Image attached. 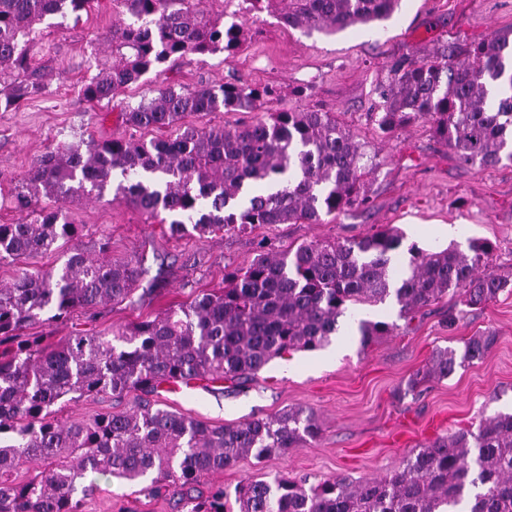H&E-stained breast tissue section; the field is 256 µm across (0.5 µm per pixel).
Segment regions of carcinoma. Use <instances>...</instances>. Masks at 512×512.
<instances>
[{
  "label": "carcinoma",
  "mask_w": 512,
  "mask_h": 512,
  "mask_svg": "<svg viewBox=\"0 0 512 512\" xmlns=\"http://www.w3.org/2000/svg\"><path fill=\"white\" fill-rule=\"evenodd\" d=\"M94 0H0V108L40 94L45 74L31 66L28 42L36 26L88 10ZM212 0H112L131 18L112 25V65L85 82L89 102L110 101L149 72L188 55L235 54L247 33L206 8ZM399 0H240L239 11L265 12L307 31L334 34L389 18ZM379 89L377 122L386 133L418 121L454 157L471 166L512 161V36L499 33L420 60L398 57ZM279 97L272 86L246 82L169 84L149 101L121 110L134 129L166 128L188 114L263 112ZM373 156L331 112L280 109L241 127L188 128L178 137L102 143L79 141L43 154L18 181L15 208L39 194L64 203L80 194L114 199L152 218L165 212L170 229L199 234L245 232L260 224H316L322 215L363 208L364 177ZM56 209L31 220L0 224V262L20 261L80 236ZM384 224L358 239L311 241L295 251L261 242L253 260L224 274V287L201 289L185 304L145 320L88 333L51 346L24 330L108 304H136L147 270L115 262L109 244L95 257L75 248L53 270L23 269L0 284V512H81L98 476L142 484L158 495L184 489L251 455H285L316 439L320 425L301 407L239 423L212 425L148 400L163 383L207 379L237 382L272 359L329 343L351 305L393 298L412 314L448 294L467 306L512 291V274L486 269L488 243L468 251L408 249ZM393 326L358 322L367 346ZM492 331L440 348L424 371L399 385V397L429 378L446 379L484 358ZM145 395L129 412L61 421L54 406L101 394ZM28 464L34 475L13 478ZM238 512H512V413L498 412L476 429L442 436L414 450L391 475L353 481L338 476L316 486L283 476L236 490ZM190 512H227L224 489Z\"/></svg>",
  "instance_id": "cac0c4a2"
}]
</instances>
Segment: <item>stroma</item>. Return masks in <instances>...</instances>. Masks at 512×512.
Instances as JSON below:
<instances>
[{"mask_svg":"<svg viewBox=\"0 0 512 512\" xmlns=\"http://www.w3.org/2000/svg\"><path fill=\"white\" fill-rule=\"evenodd\" d=\"M117 18L111 0H96L66 26L45 20L29 43L33 65L50 76L41 94L19 108L0 109V224L20 217L13 204L17 181L37 158L60 144L81 138H174L188 126L234 127L248 118L244 112L221 111L190 114L161 130L124 124L121 105L150 100L166 79L189 89L237 80L272 85L280 98L269 103V111L285 107L335 113L375 156L377 168L366 179L370 204L323 216L317 224H263L244 233L201 238L171 233L168 224L108 194L99 200L73 199L61 207L69 222L84 227L73 247L93 255L100 241H108L113 260L142 263L155 277L156 289L137 306L123 302L94 314L77 313L27 328V335L57 342L77 330L101 331L155 317L169 306L189 302L194 290L223 287L225 272L249 264L263 239L286 251L315 240L358 237L390 224L403 235L398 253L404 258L410 246L426 248L444 229L449 244L462 250L474 239L490 242V270L512 272V162L463 165L428 125L415 123L386 134L373 114L393 58L420 59L512 30V0H400L386 21L329 35L285 27L265 13L248 14L242 21L249 36L236 54L189 56L166 76L148 74L112 101L87 102L80 87L101 64L111 63L108 37ZM357 312L367 320L394 324L393 335L364 347L353 327L324 348L271 360L243 384L202 380L187 393L156 394L161 407L212 425L271 417L298 406L314 412L321 425L315 441L287 455L260 461L245 457L204 476L190 492L195 501H203L217 485L234 494L249 479L288 475L315 485L339 475L356 481L382 478L419 445L478 424L482 416L512 410V293L475 307L450 295L410 320L401 317L394 303L364 304ZM451 314L458 317L452 327L447 324ZM487 330L495 332L497 341L484 359L427 383L416 394L395 398L399 384L421 369L433 351L460 346L462 339ZM96 484L84 512H187L176 494L153 498L105 477Z\"/></svg>","mask_w":512,"mask_h":512,"instance_id":"35a3bbf8","label":"stroma"}]
</instances>
